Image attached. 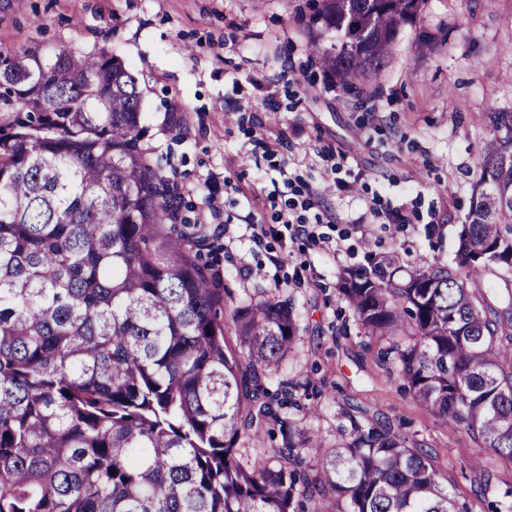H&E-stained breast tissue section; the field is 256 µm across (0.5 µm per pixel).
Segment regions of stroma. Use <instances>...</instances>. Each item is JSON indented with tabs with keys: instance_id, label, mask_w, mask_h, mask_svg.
Masks as SVG:
<instances>
[{
	"instance_id": "stroma-1",
	"label": "stroma",
	"mask_w": 512,
	"mask_h": 512,
	"mask_svg": "<svg viewBox=\"0 0 512 512\" xmlns=\"http://www.w3.org/2000/svg\"><path fill=\"white\" fill-rule=\"evenodd\" d=\"M313 12V0H0V52L122 59L139 80L148 141L174 158L190 220L222 247L225 313L272 293L292 305L298 338L278 378L312 410L309 435L342 444L340 413L359 406L426 441L449 491L488 512L512 492V463L404 392L383 342L359 335L338 275L370 251L397 252L406 269L453 259L491 140L485 115L512 110V0H428L356 94L311 53ZM418 29L438 36L431 52H416ZM277 137L284 147L266 154ZM287 178L300 195L319 190L332 216L314 237L290 239L274 221ZM256 224L268 227L257 238Z\"/></svg>"
}]
</instances>
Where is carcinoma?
I'll return each instance as SVG.
<instances>
[{
    "label": "carcinoma",
    "instance_id": "obj_1",
    "mask_svg": "<svg viewBox=\"0 0 512 512\" xmlns=\"http://www.w3.org/2000/svg\"><path fill=\"white\" fill-rule=\"evenodd\" d=\"M314 51L348 92L382 72L428 0H314ZM0 512H461L423 441L346 412L312 445L272 391L296 341L288 301L234 310L144 142L139 81L102 50L0 52ZM450 264L400 275L393 253L339 276L364 335L427 412L512 461V112L487 113ZM283 443L244 455L270 426Z\"/></svg>",
    "mask_w": 512,
    "mask_h": 512
}]
</instances>
